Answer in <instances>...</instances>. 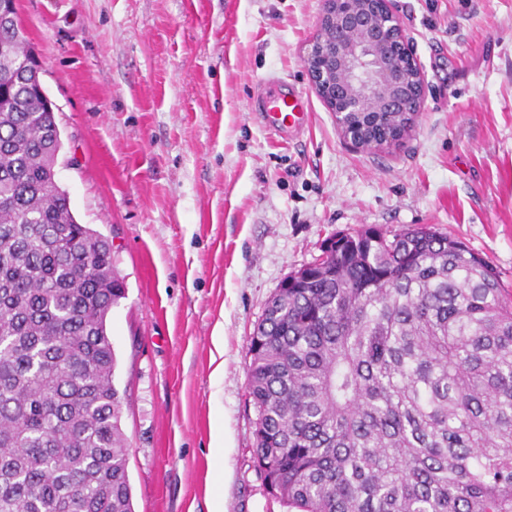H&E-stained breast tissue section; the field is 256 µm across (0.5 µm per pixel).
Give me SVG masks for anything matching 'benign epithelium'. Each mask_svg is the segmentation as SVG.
Wrapping results in <instances>:
<instances>
[{
  "mask_svg": "<svg viewBox=\"0 0 512 512\" xmlns=\"http://www.w3.org/2000/svg\"><path fill=\"white\" fill-rule=\"evenodd\" d=\"M320 29L307 53V71L343 135L360 143L351 116L403 113L404 131L376 146L404 140L422 110L426 82L388 0H322Z\"/></svg>",
  "mask_w": 512,
  "mask_h": 512,
  "instance_id": "obj_1",
  "label": "benign epithelium"
}]
</instances>
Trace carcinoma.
<instances>
[{
	"mask_svg": "<svg viewBox=\"0 0 512 512\" xmlns=\"http://www.w3.org/2000/svg\"><path fill=\"white\" fill-rule=\"evenodd\" d=\"M0 15V512H133L112 243L53 180L59 141ZM254 463L286 512H512V299L428 225L330 240L247 345Z\"/></svg>",
	"mask_w": 512,
	"mask_h": 512,
	"instance_id": "cac0c4a2",
	"label": "carcinoma"
}]
</instances>
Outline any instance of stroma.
Masks as SVG:
<instances>
[{"label":"stroma","instance_id":"35a3bbf8","mask_svg":"<svg viewBox=\"0 0 512 512\" xmlns=\"http://www.w3.org/2000/svg\"><path fill=\"white\" fill-rule=\"evenodd\" d=\"M389 4L426 95L403 143L367 148L309 81L322 0H17L56 106V180L125 282L107 330L134 512H210L216 488L224 512H284L254 465L246 345L327 238L429 225L512 289V0ZM277 78L309 102L290 136L254 110Z\"/></svg>","mask_w":512,"mask_h":512}]
</instances>
